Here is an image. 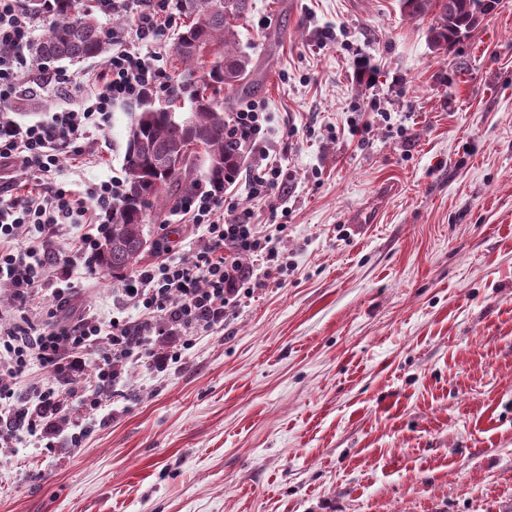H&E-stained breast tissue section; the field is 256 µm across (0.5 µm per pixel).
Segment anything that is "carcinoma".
Returning <instances> with one entry per match:
<instances>
[{
    "label": "carcinoma",
    "instance_id": "1",
    "mask_svg": "<svg viewBox=\"0 0 512 512\" xmlns=\"http://www.w3.org/2000/svg\"><path fill=\"white\" fill-rule=\"evenodd\" d=\"M477 0H456L453 12L443 0H400L407 16L435 13L429 28L432 48L446 50L465 29ZM37 19L51 21L30 46L31 63L80 61L107 54L112 31L104 29L92 9L77 0H25ZM250 0H170L181 19L177 33L174 77L164 104L151 91L140 99L127 129L123 193L112 201L107 229L96 263L122 276L141 260L145 247L146 211L178 205L199 186L203 176L222 191L239 174L242 155L228 137L224 94L243 97L254 79L251 58L240 48L238 22L247 17ZM196 145L184 162L173 167L163 161L183 145Z\"/></svg>",
    "mask_w": 512,
    "mask_h": 512
}]
</instances>
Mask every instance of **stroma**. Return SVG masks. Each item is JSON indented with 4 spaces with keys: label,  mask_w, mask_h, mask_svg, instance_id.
Wrapping results in <instances>:
<instances>
[{
    "label": "stroma",
    "mask_w": 512,
    "mask_h": 512,
    "mask_svg": "<svg viewBox=\"0 0 512 512\" xmlns=\"http://www.w3.org/2000/svg\"><path fill=\"white\" fill-rule=\"evenodd\" d=\"M251 3L247 99L288 178L252 198L245 154L226 202L284 225L287 271L165 371L127 364L52 447L19 433L0 512H512V0L445 53L399 0ZM90 91L4 111L42 120ZM134 107L114 102L54 184L122 177ZM145 232V264L164 245L193 261L202 235L172 209ZM70 283L63 317L135 314L109 271Z\"/></svg>",
    "instance_id": "stroma-1"
}]
</instances>
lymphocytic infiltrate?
<instances>
[{"label":"lymphocytic infiltrate","mask_w":512,"mask_h":512,"mask_svg":"<svg viewBox=\"0 0 512 512\" xmlns=\"http://www.w3.org/2000/svg\"><path fill=\"white\" fill-rule=\"evenodd\" d=\"M97 7L106 14L131 15L141 51L113 50L95 75L94 93L80 109L56 112L34 123L0 118V286L9 288L14 307L23 313L32 308L40 290L66 303L61 282L69 277V269L56 276L49 272L59 229L84 216L87 202H95L100 211L109 208L121 194L123 182L113 177L89 183L81 198L56 186L36 195H17L7 175L19 167L45 183L56 173L62 154L81 155V139L89 130L102 129L113 102L139 99L155 87L161 50L173 23L165 15L164 0H97ZM35 30L36 20L24 0H0V47L10 50L9 55L0 56L1 104L14 100L20 91L26 67L22 53ZM265 120L260 105L252 104L227 123L239 148L259 154L250 193L261 200L279 189L283 174L282 167L260 148ZM179 210L189 223L203 227L204 244L194 262L168 256L134 272L129 298L139 309V318H115L104 325L88 316L62 323L50 311L40 327L0 328V371L9 376L8 382H0V423L9 426L8 431L0 430V446L9 445L18 428L41 440L54 439L56 420L66 408L61 384L89 377L83 406L97 411L125 364L141 360L166 369L176 362L178 353L157 351L159 342L223 325L242 288H264L282 275L269 235L251 223L249 214L225 208L223 195L211 189L194 191L182 200ZM258 254L266 261L260 273L242 262L243 256ZM92 354L98 362L91 370L86 360ZM36 365L49 369L52 379L31 382V405L16 406L14 384L28 379Z\"/></svg>","instance_id":"1"}]
</instances>
